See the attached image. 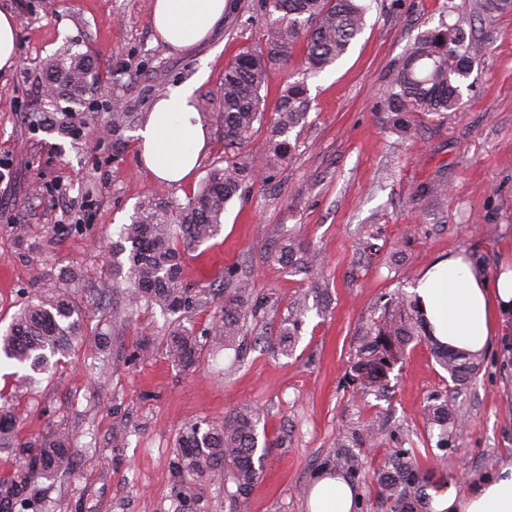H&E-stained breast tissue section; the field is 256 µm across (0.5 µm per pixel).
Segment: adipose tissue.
Segmentation results:
<instances>
[{
  "instance_id": "ef3b65f1",
  "label": "adipose tissue",
  "mask_w": 512,
  "mask_h": 512,
  "mask_svg": "<svg viewBox=\"0 0 512 512\" xmlns=\"http://www.w3.org/2000/svg\"><path fill=\"white\" fill-rule=\"evenodd\" d=\"M227 0H154L152 26L159 42L185 51L205 41L224 18ZM206 145L194 89L163 91L139 132V154L148 172L181 184L199 166ZM433 339L466 352L487 350L502 314L512 311V268L486 277L467 256L449 251L421 274L415 290ZM355 493L343 477L324 476L310 491L309 512H353ZM431 512H512V461L495 476L462 480L432 492Z\"/></svg>"
}]
</instances>
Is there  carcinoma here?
<instances>
[{
  "instance_id": "obj_1",
  "label": "carcinoma",
  "mask_w": 512,
  "mask_h": 512,
  "mask_svg": "<svg viewBox=\"0 0 512 512\" xmlns=\"http://www.w3.org/2000/svg\"><path fill=\"white\" fill-rule=\"evenodd\" d=\"M267 16V38L262 50L248 49L224 68L221 82L222 108L217 113L224 129L227 147L249 142L254 125L265 116L261 95L267 69L289 56L298 43H305L306 59L312 72L333 65L348 51L363 32L368 6L365 0H263ZM445 12L457 15L452 24H443L422 32L389 82L388 111L396 115L421 112L444 116L462 106V80L486 49L485 40L473 31L470 16L459 11L455 0H446ZM477 14L493 17L512 11V0H475ZM62 70L61 63L49 58L43 71L51 82L64 72L65 83L73 90L84 87L88 67L80 54ZM311 110V98L305 82L288 84L280 95L269 145L270 162H281L292 155L288 134L305 122ZM130 113L119 106L112 112V147L118 149L124 139ZM258 161L249 155L224 158V166L212 167L198 192L187 204L154 196L143 198L135 207L131 221L122 226L112 242V276L128 284L130 307L157 306L173 316L177 323L166 339L167 359L184 370L192 368L207 344L229 346L241 335L248 316L255 314L251 298L253 282L238 279L224 293L193 288L184 278L185 253L213 240L222 231L224 209L240 194L243 186L257 176ZM307 264L320 263L319 254L307 243L283 235L270 259L289 264L296 255ZM220 300L210 322L200 332L180 325L207 304V297ZM306 306L297 304L291 316L280 323L269 337L273 347L288 353V347L303 324ZM85 311L66 288L38 291L14 316L0 336V357L36 373L49 370L52 359L74 350V344L86 336ZM426 330L423 313L416 299L398 294L391 300L387 314L375 336L360 350L353 365L354 379L366 391L384 389L388 373L403 357L407 347ZM436 362L448 372L456 386H463L481 368L483 354L453 350L432 344ZM428 413L443 427L458 424L448 416L445 405H431ZM72 435L55 429L38 438L19 432L14 407L8 399L0 402V450L19 458V466L0 478V512H38L39 484L65 470L71 464ZM268 441H259L256 424L250 418L224 421L203 419L187 426L172 448L177 475V496L183 503L196 499L203 482L222 473L244 495L257 479L254 456ZM417 448H399L389 464L376 475L378 499L385 512H417L418 502L427 498L426 490L448 484V479L433 467H425ZM327 471L350 478L362 471L360 455L341 441L325 460Z\"/></svg>"
}]
</instances>
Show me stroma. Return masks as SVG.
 Segmentation results:
<instances>
[{
  "instance_id": "35a3bbf8",
  "label": "stroma",
  "mask_w": 512,
  "mask_h": 512,
  "mask_svg": "<svg viewBox=\"0 0 512 512\" xmlns=\"http://www.w3.org/2000/svg\"><path fill=\"white\" fill-rule=\"evenodd\" d=\"M230 2L215 36L181 53L156 42L153 0H0L17 24V62L0 71V329L72 269L88 319L83 347L60 358L52 379L31 384L0 367V391L14 400L24 434L63 428L76 437L72 471L42 484L45 512H309L324 459L366 425L379 441L359 449L355 512H382L371 476L396 449L426 451L440 474L474 481L512 459V313L476 378L448 403L463 421L451 448H438L425 415L451 384L427 340L409 345L384 394L363 393L352 371L391 299L412 293L431 262L461 250L484 257L491 277L512 260V12L488 26L462 108L444 118L408 114L401 130L386 110L389 77L421 32L451 23L444 0H374L363 33L324 72L306 76L300 46L269 68L266 114L243 151L266 149L282 91L303 79L312 109L293 131L297 150L268 179L248 183L227 204L220 235L184 259L196 288H223L228 270L254 281L263 308L242 341L202 350L195 368L181 370L165 357L160 309L129 308L113 284L106 256L138 202L187 203L224 162L215 121L224 66L265 45L262 0ZM67 49L89 64L87 90L74 96L63 86L46 100L43 63ZM184 84L207 103L209 141L195 174L176 187L144 168L137 132L157 93ZM116 99L133 114L117 154L106 130ZM436 182L445 194L430 193ZM275 226L309 242L323 265L270 261ZM300 299L307 312L291 352L271 350L266 336ZM145 336L153 357L133 359ZM242 416L270 442L249 494L233 499L234 484L219 476L179 504L175 437L204 417ZM118 430L127 445L113 444Z\"/></svg>"
}]
</instances>
